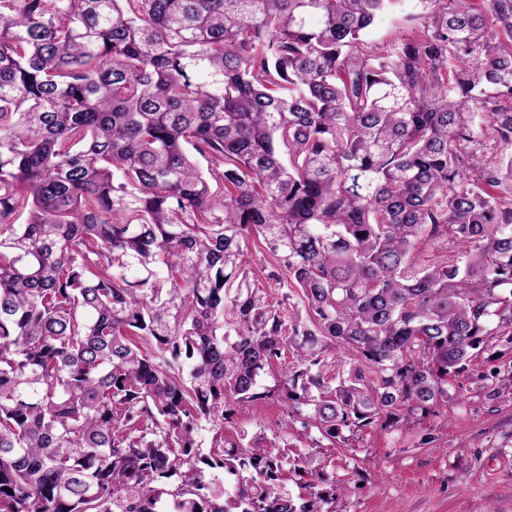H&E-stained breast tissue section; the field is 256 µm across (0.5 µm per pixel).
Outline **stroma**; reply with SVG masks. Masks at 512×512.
Listing matches in <instances>:
<instances>
[{
    "instance_id": "35a3bbf8",
    "label": "stroma",
    "mask_w": 512,
    "mask_h": 512,
    "mask_svg": "<svg viewBox=\"0 0 512 512\" xmlns=\"http://www.w3.org/2000/svg\"><path fill=\"white\" fill-rule=\"evenodd\" d=\"M418 0H393L367 35L375 47L419 32ZM480 373L451 380L448 402L386 428L373 426L338 448L320 446L318 430L280 425L286 405L268 399L236 412L225 436L286 438L336 479L331 512H512V387L488 390L512 376V344L493 336Z\"/></svg>"
}]
</instances>
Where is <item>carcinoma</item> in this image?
Returning <instances> with one entry per match:
<instances>
[{
  "instance_id": "cac0c4a2",
  "label": "carcinoma",
  "mask_w": 512,
  "mask_h": 512,
  "mask_svg": "<svg viewBox=\"0 0 512 512\" xmlns=\"http://www.w3.org/2000/svg\"><path fill=\"white\" fill-rule=\"evenodd\" d=\"M389 2L0 0V512H325L227 414L334 446L512 336V0H420L375 50ZM367 35L371 46L383 47L399 38L420 31L415 15L420 11L417 0H395ZM245 260L248 261L247 263L249 264V268L251 269L253 276L259 279V281L267 288V292L270 295L269 299L273 303L277 299L280 300L282 298V293L285 292L286 289L278 288L274 280H269L267 278V274L273 269V260L266 254L260 253L258 249H255L252 243L249 244ZM287 418L286 405L277 399H266L242 411H237L229 420L224 421V435L227 437L248 434L247 440L256 432L281 444L280 424ZM281 436V437H280Z\"/></svg>"
}]
</instances>
